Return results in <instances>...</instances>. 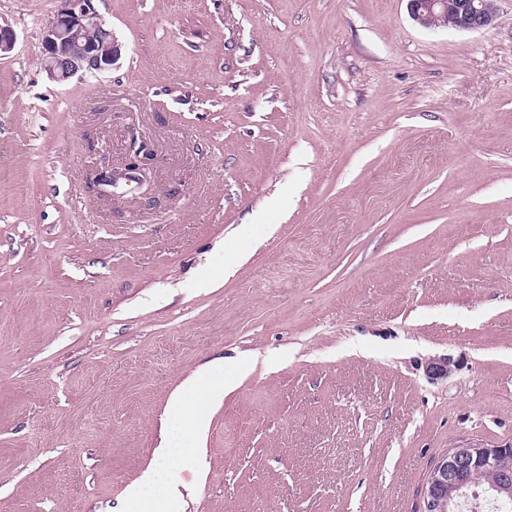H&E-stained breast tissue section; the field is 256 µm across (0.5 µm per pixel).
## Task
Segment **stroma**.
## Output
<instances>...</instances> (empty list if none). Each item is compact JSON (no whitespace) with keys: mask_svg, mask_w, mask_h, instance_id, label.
<instances>
[{"mask_svg":"<svg viewBox=\"0 0 512 512\" xmlns=\"http://www.w3.org/2000/svg\"><path fill=\"white\" fill-rule=\"evenodd\" d=\"M57 5L0 0V512H123L212 362L183 512H420L439 457L512 442V0H92L122 57L65 83ZM136 143L147 190L90 193ZM412 19L424 28H438L447 18L449 29L478 31L497 19L495 0H407ZM237 380V376H225L220 365L207 366L188 378L170 401L180 426H186L198 441L202 440L212 407L224 399Z\"/></svg>","mask_w":512,"mask_h":512,"instance_id":"stroma-1","label":"stroma"}]
</instances>
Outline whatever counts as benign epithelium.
<instances>
[{
	"instance_id": "obj_1",
	"label": "benign epithelium",
	"mask_w": 512,
	"mask_h": 512,
	"mask_svg": "<svg viewBox=\"0 0 512 512\" xmlns=\"http://www.w3.org/2000/svg\"><path fill=\"white\" fill-rule=\"evenodd\" d=\"M412 19L424 28H436L438 20L447 19V27L478 31L497 19L495 0H408ZM121 56V45L112 29L96 23L92 0H60V6L46 28L42 46V65L56 82H66L75 75H95L111 69ZM151 168L148 157H137L122 169L101 167L94 171L88 189L100 197H112V187L120 181L135 180L145 185ZM448 357L432 358L426 372L433 381L453 371ZM512 452V442L488 447L477 443L451 449L435 461L421 490V512H449L461 502L452 493L468 486L466 471L472 466L492 467L504 454Z\"/></svg>"
}]
</instances>
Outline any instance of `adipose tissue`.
Returning <instances> with one entry per match:
<instances>
[{
	"instance_id": "obj_1",
	"label": "adipose tissue",
	"mask_w": 512,
	"mask_h": 512,
	"mask_svg": "<svg viewBox=\"0 0 512 512\" xmlns=\"http://www.w3.org/2000/svg\"><path fill=\"white\" fill-rule=\"evenodd\" d=\"M237 379L224 375L219 366L210 365L188 378L170 401L173 415L180 426L195 437H203L214 405L232 390ZM198 446L162 448L157 452L159 465L149 466L142 476L125 491L127 512H180V492L173 481H163L161 469H177L181 461L198 453Z\"/></svg>"
}]
</instances>
